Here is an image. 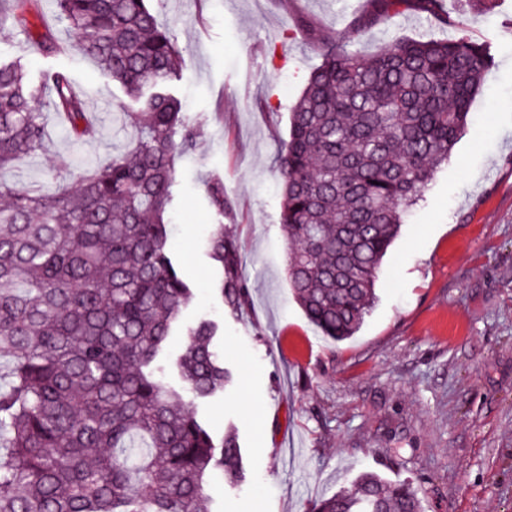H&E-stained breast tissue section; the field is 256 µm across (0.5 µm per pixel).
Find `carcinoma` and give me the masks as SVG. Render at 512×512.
Returning a JSON list of instances; mask_svg holds the SVG:
<instances>
[{
  "mask_svg": "<svg viewBox=\"0 0 512 512\" xmlns=\"http://www.w3.org/2000/svg\"><path fill=\"white\" fill-rule=\"evenodd\" d=\"M84 53L130 104L128 152L75 185L17 188L0 178V512H212L216 470L242 478L233 430L221 439L183 403L208 399L230 373L214 351L217 326L200 321L176 358L182 391L155 365L192 291L171 250L168 218L176 159L194 132L181 100V50L148 0H54ZM351 31L413 13L458 28L443 0H368ZM3 25H31L27 2ZM280 144V224L286 277L324 337L352 338L376 303L375 283L403 218L448 162L470 103L494 64L488 43L464 36L399 38L370 58L341 38L325 43ZM50 93L77 140L91 132L63 71L36 81L19 60L0 62V173L46 146L36 104ZM208 201L230 210L224 183ZM206 253L220 269L227 307L250 288L234 238L219 224ZM310 512H422L415 488L374 472Z\"/></svg>",
  "mask_w": 512,
  "mask_h": 512,
  "instance_id": "carcinoma-1",
  "label": "carcinoma"
}]
</instances>
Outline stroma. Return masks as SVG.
<instances>
[{"instance_id": "35a3bbf8", "label": "stroma", "mask_w": 512, "mask_h": 512, "mask_svg": "<svg viewBox=\"0 0 512 512\" xmlns=\"http://www.w3.org/2000/svg\"><path fill=\"white\" fill-rule=\"evenodd\" d=\"M184 63L174 90L196 146L177 164L169 220L173 252L193 289L184 325L220 327L214 346L232 374L221 398L190 402L214 435L234 426L244 477L210 482L213 512H308L361 471L411 481L425 512H512V0L486 11L446 0L459 34L491 40L497 66L473 99L467 128L424 199L407 215L376 282L377 302L356 335L335 342L309 324L284 272L276 158L288 112L322 42L349 34L367 0H149ZM31 19L50 23L62 54L0 30V62L31 78L64 70L94 117L74 140L49 103L45 153L1 177L20 187L73 183L128 150L117 116L122 93L100 77L54 0ZM307 26L310 36L297 32ZM438 21L407 15L360 44L374 55L393 37L446 36ZM221 178L229 214L210 208L206 181ZM237 241L251 294L232 313L203 243L216 224Z\"/></svg>"}]
</instances>
